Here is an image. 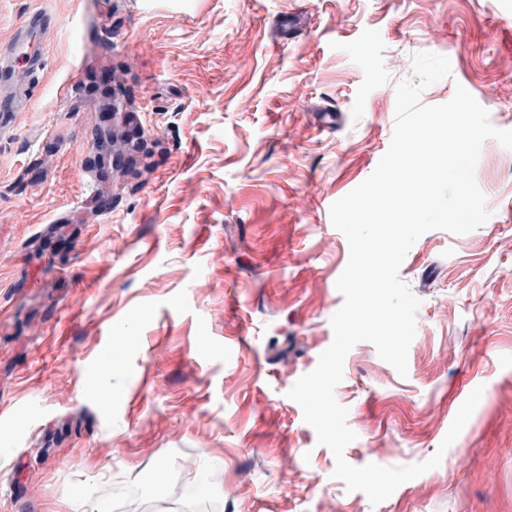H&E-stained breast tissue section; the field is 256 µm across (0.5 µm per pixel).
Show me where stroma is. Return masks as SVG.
Returning a JSON list of instances; mask_svg holds the SVG:
<instances>
[{
  "label": "stroma",
  "instance_id": "obj_1",
  "mask_svg": "<svg viewBox=\"0 0 512 512\" xmlns=\"http://www.w3.org/2000/svg\"><path fill=\"white\" fill-rule=\"evenodd\" d=\"M45 12L34 102L0 112V512H113L121 482L217 475L223 512H512V150L485 141L490 214L433 230L408 375L357 344L334 395L355 466L441 464L379 505L347 491L287 393L333 341L349 260L331 205L392 140L395 85L446 56L512 129V0H0V42ZM307 16L291 40L276 20ZM105 79L113 113L87 88ZM113 166L97 162L101 131ZM111 197L104 208L102 197ZM115 402H107V395Z\"/></svg>",
  "mask_w": 512,
  "mask_h": 512
}]
</instances>
